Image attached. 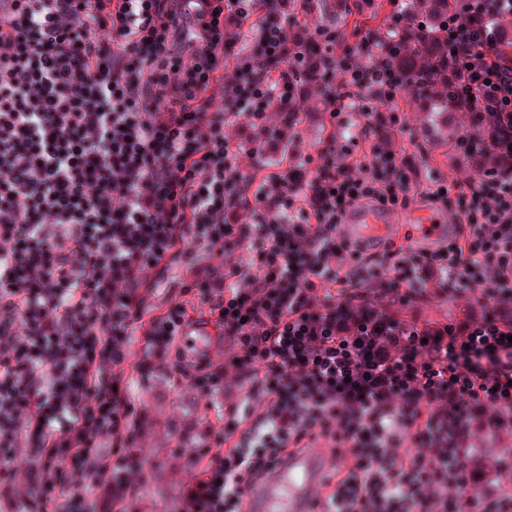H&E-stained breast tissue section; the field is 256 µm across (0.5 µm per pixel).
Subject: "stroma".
Here are the masks:
<instances>
[{"label": "stroma", "mask_w": 512, "mask_h": 512, "mask_svg": "<svg viewBox=\"0 0 512 512\" xmlns=\"http://www.w3.org/2000/svg\"><path fill=\"white\" fill-rule=\"evenodd\" d=\"M404 123L385 132L386 143L394 150H406L412 164L421 170L444 178L470 180L477 173L461 159L457 149L432 144L425 130L433 115L420 111L416 104L405 103ZM328 133L322 96L310 92L300 105L295 135L299 140L297 157L290 159L292 169L308 173L314 170V159ZM393 318L405 321L411 328H437L447 322L466 325L481 319L482 308L469 296L450 294L444 277H428L423 298L403 302L385 300L380 304ZM244 389L233 379H226L222 390L201 395L190 382L174 384L166 377L151 380L147 386H133L131 400L137 412L139 435L135 452L147 465L150 475L137 492L131 512H179L181 500L199 479L190 468L186 453L178 448L176 428L190 424L203 432L218 414L240 404ZM475 448L472 460L482 467L481 479L473 484L474 495L482 496L497 490L495 467L512 440L493 438L487 430L473 432Z\"/></svg>", "instance_id": "35a3bbf8"}]
</instances>
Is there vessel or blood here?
Segmentation results:
<instances>
[{
	"label": "vessel or blood",
	"instance_id": "1",
	"mask_svg": "<svg viewBox=\"0 0 512 512\" xmlns=\"http://www.w3.org/2000/svg\"><path fill=\"white\" fill-rule=\"evenodd\" d=\"M375 228L378 234H386L393 228L392 217H376L367 212L352 215L346 222L344 233H363L365 227ZM188 344L196 353L214 352L222 344L221 336L208 328L199 327L187 337ZM330 466L328 452L307 449L289 458L266 484L251 490L250 498L257 512H310L318 485Z\"/></svg>",
	"mask_w": 512,
	"mask_h": 512
}]
</instances>
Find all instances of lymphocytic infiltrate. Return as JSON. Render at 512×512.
<instances>
[{
	"instance_id": "lymphocytic-infiltrate-1",
	"label": "lymphocytic infiltrate",
	"mask_w": 512,
	"mask_h": 512,
	"mask_svg": "<svg viewBox=\"0 0 512 512\" xmlns=\"http://www.w3.org/2000/svg\"><path fill=\"white\" fill-rule=\"evenodd\" d=\"M507 15L512 0H494L468 33L474 85L508 102L488 115L505 131ZM230 18L250 47H231ZM291 19L265 0H0V512H93L95 493L122 504L146 473L129 390L160 374L249 392L222 423L177 430L201 474L181 512H245L252 487L320 438L337 462L320 512H512V470L498 493L465 495L474 421L512 436V171L458 186L437 248L351 250L337 229L356 203L443 204L448 182L365 128L350 161L328 136L313 176L242 173L224 130L266 121L290 92ZM315 36L339 78L322 93L329 118L399 99L381 30L364 29V59L329 29ZM236 208L251 223H230ZM247 242L249 264L225 266ZM431 272L484 316L360 350L352 319ZM203 325L233 339L226 361L185 347Z\"/></svg>"
}]
</instances>
